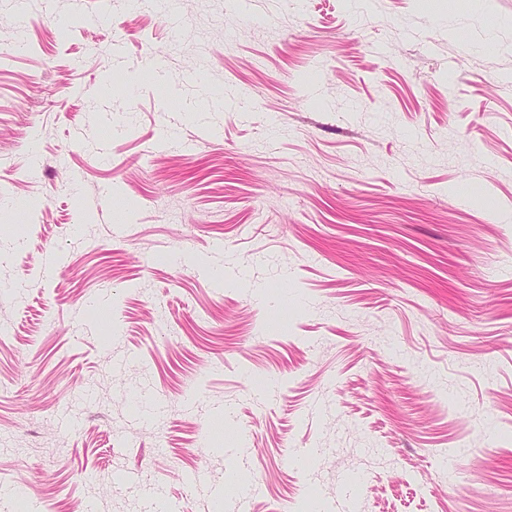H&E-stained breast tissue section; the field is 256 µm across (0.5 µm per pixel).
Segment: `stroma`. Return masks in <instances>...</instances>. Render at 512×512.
<instances>
[{
	"label": "stroma",
	"mask_w": 512,
	"mask_h": 512,
	"mask_svg": "<svg viewBox=\"0 0 512 512\" xmlns=\"http://www.w3.org/2000/svg\"><path fill=\"white\" fill-rule=\"evenodd\" d=\"M0 249V512H512V0H0Z\"/></svg>",
	"instance_id": "1"
}]
</instances>
